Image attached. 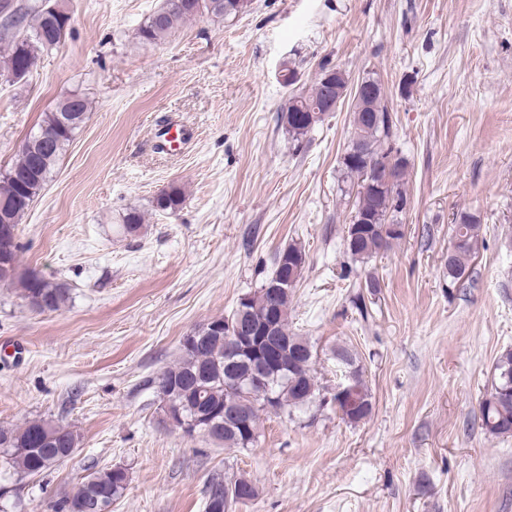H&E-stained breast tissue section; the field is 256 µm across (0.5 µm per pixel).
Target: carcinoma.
Masks as SVG:
<instances>
[{
  "mask_svg": "<svg viewBox=\"0 0 512 512\" xmlns=\"http://www.w3.org/2000/svg\"><path fill=\"white\" fill-rule=\"evenodd\" d=\"M252 0H163L137 31V37L150 44L160 43L178 26L197 16L208 15L224 19L245 13ZM0 26L5 34L0 47V68H12L16 78L28 76L40 57L60 45L62 26L59 18L40 5L23 7L15 0H0ZM371 88L360 94L362 108L353 112L354 135L342 158L345 178L356 183L354 215L343 238L346 253L353 259L368 261L388 251L404 238V233L393 229L397 214L405 204V163L391 145L393 118L384 98L381 84L371 78ZM344 86V78L324 65L311 90L292 94L281 108L278 120L291 139L299 142L319 122L327 110L321 105L336 97V90ZM89 112L85 97L73 93L45 113L37 131L28 139H46L33 149H21L4 174L0 175V197L12 203L11 223L21 224L22 218L46 185L56 163L84 123ZM185 202V193L172 185L155 198V207L172 213ZM364 214L374 217L373 223L362 224ZM144 223L141 212L133 209L123 215L124 230L129 234L139 231ZM481 224L472 214H463L452 225V239L462 241L448 262L446 277L455 285L470 277V262L479 250ZM293 258L288 273L301 276L306 263L305 248L290 244L279 250L274 258L270 284L278 274L280 263ZM26 301L42 300V312L62 310L71 299L67 283L46 278L32 272L18 273L9 280ZM292 289L270 301L257 291L252 298V317L260 321L269 304H274L275 334L287 339L283 348V366L270 370L266 390L241 386L224 387V339L216 337L204 342L196 337L213 326H224L227 318L217 317L198 327L183 338L177 360L158 378V390L175 402L187 425L189 436L203 435L226 448L246 449L257 441L261 417L268 413L263 407L267 398L274 399L273 413L290 415L294 410L313 402L320 387L314 375V351L308 338L295 333L289 324L288 310ZM334 357L344 360V367L352 373L355 393L359 401L356 411L341 404L336 411L348 423L367 418L373 409L372 396L364 379L362 367L349 349L333 348ZM237 409L248 420L246 431H224V408ZM481 428L495 436L512 434V351H506L496 361L494 382L479 402ZM79 434L67 426L48 419H31L11 427H0V465L9 476L22 481L44 475L68 460ZM128 487V473L110 467L100 468L81 478L76 490L55 504V512H112L110 507L119 500Z\"/></svg>",
  "mask_w": 512,
  "mask_h": 512,
  "instance_id": "1",
  "label": "carcinoma"
}]
</instances>
